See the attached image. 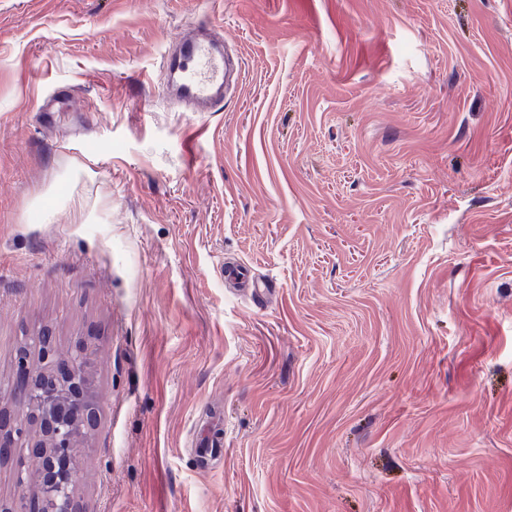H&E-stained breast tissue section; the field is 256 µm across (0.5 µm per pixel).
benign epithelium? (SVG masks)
Here are the masks:
<instances>
[{"mask_svg": "<svg viewBox=\"0 0 512 512\" xmlns=\"http://www.w3.org/2000/svg\"><path fill=\"white\" fill-rule=\"evenodd\" d=\"M37 353L40 366L33 365ZM91 337L59 353L50 336L25 337L7 388L13 405H0V463L17 448L39 470L36 492H22L18 502L0 505V512H84L76 498L80 467L73 453L76 432H90L98 422L100 403L89 375Z\"/></svg>", "mask_w": 512, "mask_h": 512, "instance_id": "7a95c632", "label": "benign epithelium"}]
</instances>
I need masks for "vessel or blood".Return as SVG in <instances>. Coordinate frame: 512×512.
<instances>
[{"instance_id": "vessel-or-blood-1", "label": "vessel or blood", "mask_w": 512, "mask_h": 512, "mask_svg": "<svg viewBox=\"0 0 512 512\" xmlns=\"http://www.w3.org/2000/svg\"><path fill=\"white\" fill-rule=\"evenodd\" d=\"M172 92L196 112H213L233 89V60L212 31L190 38L178 35L164 57Z\"/></svg>"}]
</instances>
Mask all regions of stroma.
I'll return each instance as SVG.
<instances>
[{"mask_svg": "<svg viewBox=\"0 0 512 512\" xmlns=\"http://www.w3.org/2000/svg\"><path fill=\"white\" fill-rule=\"evenodd\" d=\"M42 328L87 512H512V0H0V379ZM164 56L171 91L194 112H215L235 86L233 60L211 30L198 38L178 35Z\"/></svg>", "mask_w": 512, "mask_h": 512, "instance_id": "35a3bbf8", "label": "stroma"}]
</instances>
